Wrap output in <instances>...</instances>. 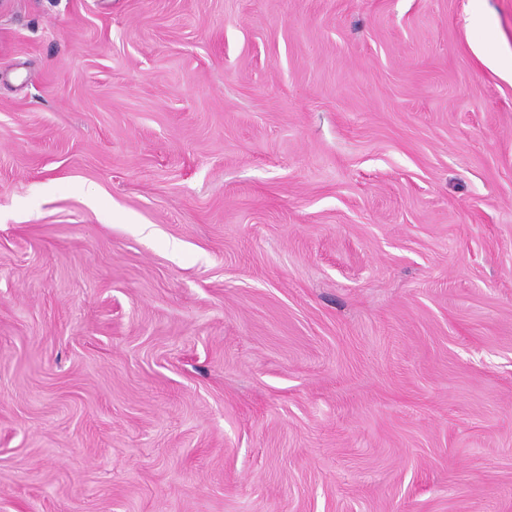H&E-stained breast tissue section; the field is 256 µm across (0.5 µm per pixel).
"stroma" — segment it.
Returning <instances> with one entry per match:
<instances>
[{
	"label": "stroma",
	"instance_id": "1",
	"mask_svg": "<svg viewBox=\"0 0 512 512\" xmlns=\"http://www.w3.org/2000/svg\"><path fill=\"white\" fill-rule=\"evenodd\" d=\"M474 6L0 0V512H512Z\"/></svg>",
	"mask_w": 512,
	"mask_h": 512
}]
</instances>
